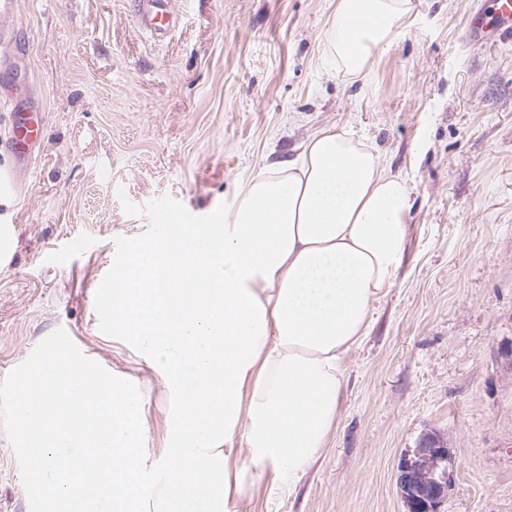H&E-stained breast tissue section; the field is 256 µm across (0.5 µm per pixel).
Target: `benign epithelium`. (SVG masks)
I'll return each mask as SVG.
<instances>
[{"label": "benign epithelium", "instance_id": "7a95c632", "mask_svg": "<svg viewBox=\"0 0 512 512\" xmlns=\"http://www.w3.org/2000/svg\"><path fill=\"white\" fill-rule=\"evenodd\" d=\"M452 477L447 444L434 434L425 435L397 466L396 486L406 512H439Z\"/></svg>", "mask_w": 512, "mask_h": 512}]
</instances>
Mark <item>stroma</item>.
I'll use <instances>...</instances> for the list:
<instances>
[{
    "label": "stroma",
    "instance_id": "stroma-1",
    "mask_svg": "<svg viewBox=\"0 0 512 512\" xmlns=\"http://www.w3.org/2000/svg\"><path fill=\"white\" fill-rule=\"evenodd\" d=\"M0 96L41 104L43 140L0 207V512H28L19 382L55 341L143 379L98 292L167 206L223 216L252 173L336 126L413 185L404 260L345 357L338 423L294 497L252 512H405L400 455L454 460L440 512H512V38L470 41L484 0H411L408 34L352 82L328 58L335 0H171L154 40L131 0H17Z\"/></svg>",
    "mask_w": 512,
    "mask_h": 512
}]
</instances>
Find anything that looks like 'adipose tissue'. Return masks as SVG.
Here are the masks:
<instances>
[{"mask_svg":"<svg viewBox=\"0 0 512 512\" xmlns=\"http://www.w3.org/2000/svg\"><path fill=\"white\" fill-rule=\"evenodd\" d=\"M410 12L411 0H336L337 72L363 77ZM410 197L371 144L329 127L252 175L223 223L168 224L128 251L98 306L153 377L51 348L13 406L30 512H245L266 488L293 496L337 423L344 358L395 282ZM156 383L158 456L142 446Z\"/></svg>","mask_w":512,"mask_h":512,"instance_id":"ef3b65f1","label":"adipose tissue"}]
</instances>
